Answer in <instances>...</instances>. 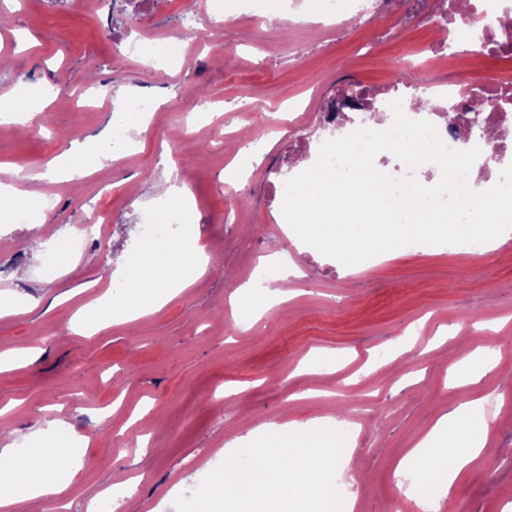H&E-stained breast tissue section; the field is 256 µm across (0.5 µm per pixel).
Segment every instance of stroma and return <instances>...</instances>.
Wrapping results in <instances>:
<instances>
[{"mask_svg": "<svg viewBox=\"0 0 512 512\" xmlns=\"http://www.w3.org/2000/svg\"><path fill=\"white\" fill-rule=\"evenodd\" d=\"M0 1L12 15L0 43L8 60L0 88L71 91L69 100L50 101L45 120L25 134L0 125V173L27 171L29 190L49 198L48 251L92 215L102 217L100 233L81 251H66L58 267L34 258L26 225L0 224V299L36 302L34 310L0 316V352L39 351L32 366L0 372V424L21 436L53 418L70 424L86 455L64 497L69 512H87L91 499L125 481L131 490L122 512H175L176 496L195 489L250 432L272 422L304 424L340 405L359 428L341 462L354 512H416V497L429 486L418 474L399 473V462L461 399L483 402L496 474L490 481L481 468L466 470L438 512H503L512 487V252L497 247L469 259L440 244L346 266L298 252L281 204L291 156L315 162L317 145L333 137L322 116L347 97L432 85L448 72L512 80V59L470 49L430 60L425 49L438 37L429 20L433 0H391L386 17L328 32L296 27L287 36L282 19H235L209 42L188 45L187 62L160 83L126 46L205 29L184 0H140L119 24L108 7L87 9L79 0ZM200 84L223 111L242 112L247 126L263 128L286 100L302 104L281 112L283 129L266 131L263 150L229 188L225 141L234 127L181 120ZM125 88L161 101L138 148L116 150L111 167L87 176L77 193L67 182L38 180L67 142L106 130L121 140L132 134L117 121L127 108ZM169 163L183 169L191 189L189 236L204 251L220 248L221 267L134 325L66 334L70 317L122 278L115 256L146 245L143 219L160 211L151 185ZM280 250L296 264L288 272L291 297L246 315L241 286L262 257ZM467 346L496 352V364L476 383L451 387ZM392 347L400 358L369 370L368 361ZM313 351L336 355L335 371L303 372Z\"/></svg>", "mask_w": 512, "mask_h": 512, "instance_id": "35a3bbf8", "label": "stroma"}]
</instances>
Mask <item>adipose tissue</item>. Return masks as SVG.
Returning <instances> with one entry per match:
<instances>
[{"label": "adipose tissue", "instance_id": "ef3b65f1", "mask_svg": "<svg viewBox=\"0 0 512 512\" xmlns=\"http://www.w3.org/2000/svg\"><path fill=\"white\" fill-rule=\"evenodd\" d=\"M85 158V165L73 168L71 154ZM113 155L98 140L89 139L71 147L70 154L54 158L42 172V179L80 183L92 172L109 166ZM47 220L42 198L35 192H21L13 185L0 183V222L25 224L40 230ZM209 258L189 250L185 243L157 232L149 247L135 254L124 253L118 265L126 274L124 290L117 297H106L85 312L87 321H69L71 332L82 326H94L96 319L104 323L128 322L146 312L162 308L177 292L192 284L205 270ZM491 435L481 402L460 401L405 456L406 467L426 473L434 486L451 489L459 474L473 466L492 470L486 452ZM73 434L68 423L50 420L47 434L32 452L14 453L12 448L0 451V512H10L22 500L45 496H62L79 471L73 463Z\"/></svg>", "mask_w": 512, "mask_h": 512}]
</instances>
